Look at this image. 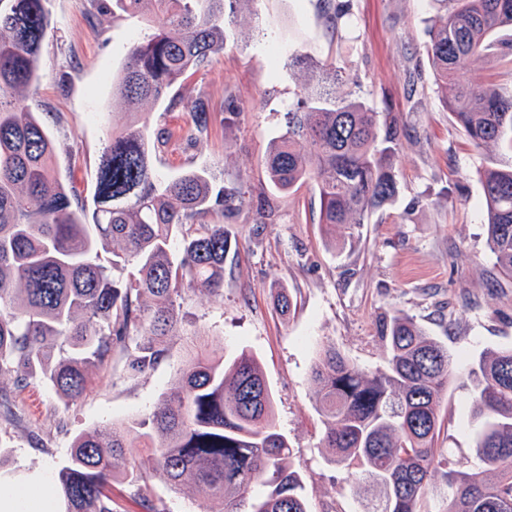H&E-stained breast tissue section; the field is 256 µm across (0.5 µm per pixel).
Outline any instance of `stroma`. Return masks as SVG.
<instances>
[{"mask_svg": "<svg viewBox=\"0 0 512 512\" xmlns=\"http://www.w3.org/2000/svg\"><path fill=\"white\" fill-rule=\"evenodd\" d=\"M45 8L51 25L26 103L54 141L57 178L88 200L112 114L123 108L112 82L131 41L147 30L113 15L112 0H45ZM437 9L436 0H350L349 15L337 20L326 0H241L234 7L223 51L177 84L181 106L150 114L152 129L170 134L153 157L159 172L203 169L221 185L242 187L252 201L232 218H204L231 237L223 291L183 290L180 333L169 340L167 358L132 376L123 352H114L74 404L63 405L47 385L20 390L12 376L0 377L8 399L0 413V480L32 481L42 471L56 477L75 435L150 414L201 338L213 358L245 349L261 362L311 512H364L367 483L328 462L318 446L322 424L310 379L318 350L335 345L359 367L374 369L385 351L383 322L397 312L455 354L512 347V278L500 274L486 242L479 178L492 153L468 145L434 91L425 45ZM292 51L346 71L355 79L353 94L405 126L394 160L398 196L355 230L321 224L313 183L282 191L267 177L270 147L307 78L289 66ZM229 93L237 112L230 123ZM198 101L208 116L201 131L189 112ZM265 204L272 214L262 220L256 208ZM281 291L293 303L287 316L274 306ZM470 401L469 388L450 385L439 447H471L477 426ZM148 493L163 512L213 508L209 494L191 484L174 491L152 479Z\"/></svg>", "mask_w": 512, "mask_h": 512, "instance_id": "1", "label": "stroma"}]
</instances>
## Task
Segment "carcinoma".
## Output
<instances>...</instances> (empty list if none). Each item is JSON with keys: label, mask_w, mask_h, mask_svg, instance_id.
Segmentation results:
<instances>
[{"label": "carcinoma", "mask_w": 512, "mask_h": 512, "mask_svg": "<svg viewBox=\"0 0 512 512\" xmlns=\"http://www.w3.org/2000/svg\"><path fill=\"white\" fill-rule=\"evenodd\" d=\"M238 0H112V10L154 28L132 42L113 95L128 108L167 104L175 82L224 49L227 10ZM427 56L437 97L477 150L502 157L481 173L487 244L512 276V92L466 77L474 61L512 56V0H439ZM50 18L43 0H0V377L22 389L37 378L68 405L86 391L89 371L119 349L137 376L168 355L186 288L218 294L231 241L222 224H204L173 254L175 230L219 209L246 205L245 193L216 186L204 171L159 176L147 124L112 128L99 163L92 207L76 205L53 173L54 143L23 89L37 79ZM308 70L285 133L267 159L270 181L289 190L314 181L320 223L358 226L395 201L392 158L404 127L379 118L336 85L352 77L305 57ZM111 266L99 263L109 243ZM134 267L126 285L114 272ZM383 365L364 370L327 345L311 369L319 387V447L327 460L378 489L365 512H425L432 481L448 486L440 512H512V348L487 349L459 368L448 347L411 318L384 321ZM470 387L479 423L469 457L436 447L448 387ZM291 448L275 423L273 394L255 356L242 350L212 360L202 341L174 387L146 417L76 435L57 475L61 512H114L112 479L152 477L176 490H206L213 512H310Z\"/></svg>", "instance_id": "carcinoma-1"}]
</instances>
